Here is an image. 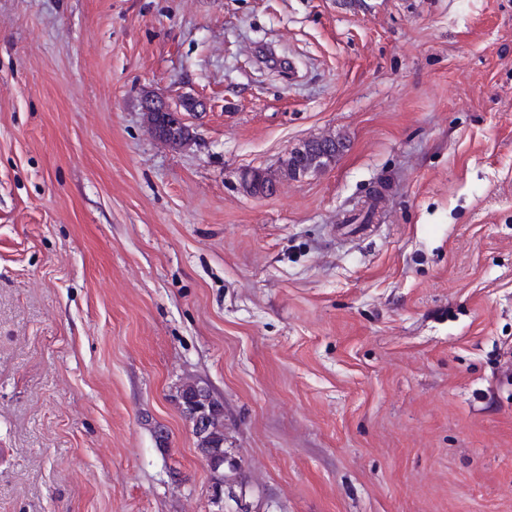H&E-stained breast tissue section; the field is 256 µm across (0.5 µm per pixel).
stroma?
I'll list each match as a JSON object with an SVG mask.
<instances>
[{
    "label": "stroma",
    "instance_id": "1",
    "mask_svg": "<svg viewBox=\"0 0 512 512\" xmlns=\"http://www.w3.org/2000/svg\"><path fill=\"white\" fill-rule=\"evenodd\" d=\"M510 348L512 0H0V512H238L190 380L250 512H512ZM201 106L199 102L192 96H181L175 101L162 100H148L145 103L147 110L155 112H149V129L151 133L163 142L173 145L182 144L190 139L192 132L190 125L187 123L186 113L198 112V107ZM168 112H171L169 115ZM168 116L170 119H168ZM176 125L178 121H182L184 124L179 125L176 128L171 126ZM174 146V145H173ZM310 142L313 144L311 150H308L303 155H292L289 156L280 164V166L273 171L266 170H257L256 178L260 183L262 188H270L266 190L264 194L259 196H267L273 190L271 187L275 188L277 184L283 179H295L296 172L300 169L312 168V170H316L320 165L322 168L327 167L333 161H336V158L343 152L345 148L346 139L345 137L339 134H329L326 136H321L318 138L311 139ZM333 147L336 149V146L339 149L331 155V158H327V160H319V151L321 147ZM224 455V412L211 414L208 422L207 447Z\"/></svg>",
    "mask_w": 512,
    "mask_h": 512
}]
</instances>
